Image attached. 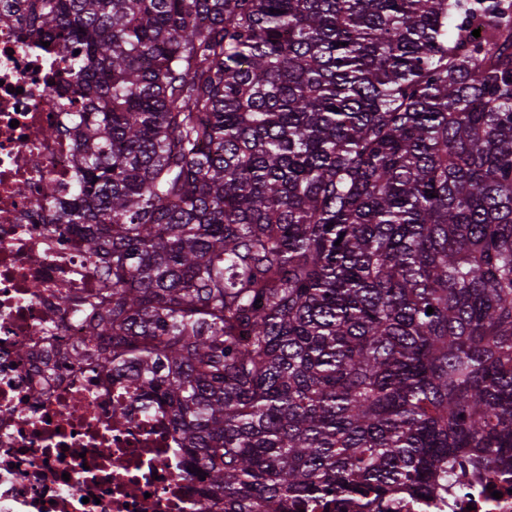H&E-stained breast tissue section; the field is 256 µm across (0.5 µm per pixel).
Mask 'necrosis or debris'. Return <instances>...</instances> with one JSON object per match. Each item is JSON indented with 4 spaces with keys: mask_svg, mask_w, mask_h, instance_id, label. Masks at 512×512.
<instances>
[{
    "mask_svg": "<svg viewBox=\"0 0 512 512\" xmlns=\"http://www.w3.org/2000/svg\"><path fill=\"white\" fill-rule=\"evenodd\" d=\"M23 15L0 19V512H198L187 457L164 408L95 361L64 351L100 281L79 227L53 223L79 161L59 108L60 69L21 48ZM383 512H512L496 475L436 490L420 507L397 489Z\"/></svg>",
    "mask_w": 512,
    "mask_h": 512,
    "instance_id": "4bbe7bcc",
    "label": "necrosis or debris"
}]
</instances>
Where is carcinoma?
<instances>
[{
  "instance_id": "obj_1",
  "label": "carcinoma",
  "mask_w": 512,
  "mask_h": 512,
  "mask_svg": "<svg viewBox=\"0 0 512 512\" xmlns=\"http://www.w3.org/2000/svg\"><path fill=\"white\" fill-rule=\"evenodd\" d=\"M15 9L81 97L71 357L165 401L202 512L512 476V0Z\"/></svg>"
}]
</instances>
